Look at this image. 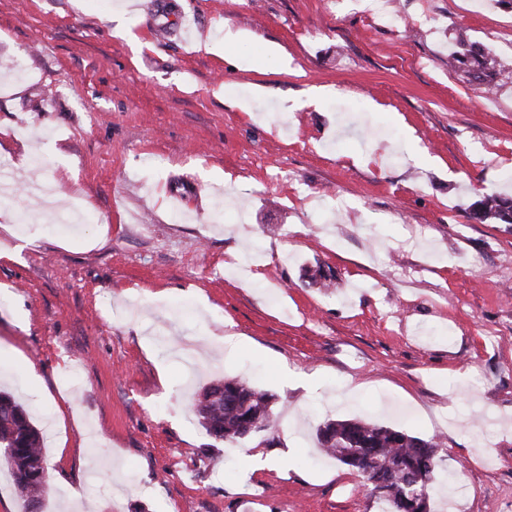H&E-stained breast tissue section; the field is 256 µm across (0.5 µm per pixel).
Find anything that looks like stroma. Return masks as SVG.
I'll return each instance as SVG.
<instances>
[{
    "instance_id": "obj_1",
    "label": "stroma",
    "mask_w": 512,
    "mask_h": 512,
    "mask_svg": "<svg viewBox=\"0 0 512 512\" xmlns=\"http://www.w3.org/2000/svg\"><path fill=\"white\" fill-rule=\"evenodd\" d=\"M400 3L0 0V387L47 432L43 512H380L313 464L329 419L439 438L455 512H512V230L468 215L512 196V80L448 64L512 72V5ZM223 378L274 395L278 444L206 434ZM453 60L459 65L468 66V77L471 82L491 86L495 84L502 72L488 60V53L480 46H470L462 54L453 55Z\"/></svg>"
}]
</instances>
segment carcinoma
Listing matches in <instances>:
<instances>
[{
	"label": "carcinoma",
	"mask_w": 512,
	"mask_h": 512,
	"mask_svg": "<svg viewBox=\"0 0 512 512\" xmlns=\"http://www.w3.org/2000/svg\"><path fill=\"white\" fill-rule=\"evenodd\" d=\"M453 60L467 66L470 81L479 85L491 86L502 76L479 46L453 55ZM470 218L512 227V199L484 195L471 205ZM273 399V395L246 380L216 381L190 404V413L216 441L241 440L253 425L273 443L279 434ZM316 436L325 453L355 472L377 495L382 512H420L407 501L406 487L413 481L423 487L425 495L433 491L439 444L432 438L355 419L327 420L317 427ZM0 466L12 473L26 512H42L47 489L43 435L27 410L2 392Z\"/></svg>",
	"instance_id": "carcinoma-1"
}]
</instances>
